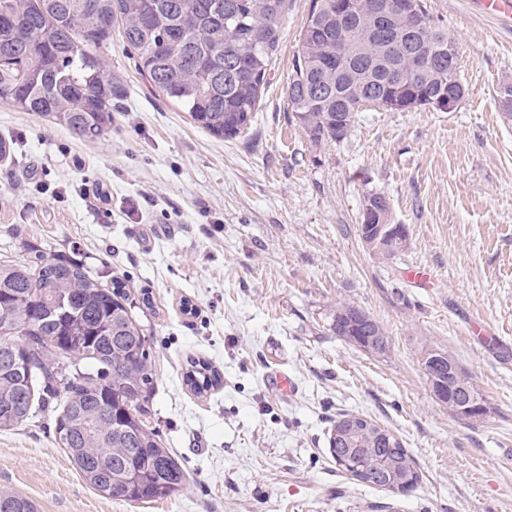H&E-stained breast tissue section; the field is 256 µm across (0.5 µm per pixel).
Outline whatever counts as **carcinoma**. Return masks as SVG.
<instances>
[{"label":"carcinoma","instance_id":"cac0c4a2","mask_svg":"<svg viewBox=\"0 0 512 512\" xmlns=\"http://www.w3.org/2000/svg\"><path fill=\"white\" fill-rule=\"evenodd\" d=\"M311 0L299 37L288 106L315 147L347 137L357 112L448 108L463 100L459 53L425 0ZM288 0H0V102L52 116L84 141L112 130V100L123 92L100 49L119 25L150 87L217 136L251 127L280 41ZM359 318L357 339L384 352L388 336L363 309L345 304L339 320ZM456 386L484 401L473 379L446 355ZM155 358L134 314L127 285H105L59 254L0 263V430L22 426L46 399L56 401L55 441L80 478L103 496L145 503L179 492L182 464L150 426ZM187 386L202 394L220 372L191 360ZM352 414L333 425L332 459L377 471L356 481L378 488L384 471L414 490L421 475L408 450L382 447V427L341 442ZM0 512H37L29 499L0 488Z\"/></svg>","mask_w":512,"mask_h":512}]
</instances>
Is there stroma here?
I'll use <instances>...</instances> for the list:
<instances>
[{
  "instance_id": "1",
  "label": "stroma",
  "mask_w": 512,
  "mask_h": 512,
  "mask_svg": "<svg viewBox=\"0 0 512 512\" xmlns=\"http://www.w3.org/2000/svg\"><path fill=\"white\" fill-rule=\"evenodd\" d=\"M459 50L452 112L367 106L347 137L311 146L286 88L310 0H288L250 129L222 138L150 88L112 33L102 54L124 86L112 130L87 142L0 103V261L56 253L148 293L137 308L156 359L150 424L186 488L152 503L105 498L54 441L51 409L0 431V487L39 512H512V26L471 0H425ZM104 185L107 202L84 197ZM387 197L407 241L384 260L359 235L364 199ZM417 265L433 285L410 278ZM190 302L194 314L182 309ZM352 304L389 338L372 353L337 336ZM449 353L488 414L454 417L421 367ZM220 388L185 384L190 360ZM287 372L296 394L267 378ZM388 426L422 475L397 495L342 473L337 415ZM185 373L187 386L197 394L210 391L222 385L220 372L203 360H190Z\"/></svg>"
}]
</instances>
